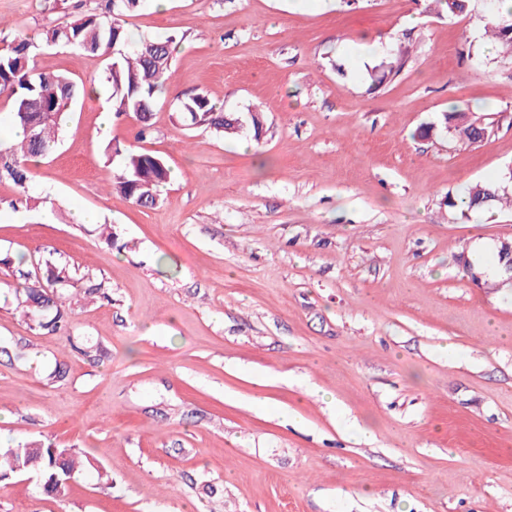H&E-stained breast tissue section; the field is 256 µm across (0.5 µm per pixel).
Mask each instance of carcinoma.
<instances>
[{"label":"carcinoma","instance_id":"obj_1","mask_svg":"<svg viewBox=\"0 0 512 512\" xmlns=\"http://www.w3.org/2000/svg\"><path fill=\"white\" fill-rule=\"evenodd\" d=\"M101 12L80 14L65 26H54L43 32V43L62 45L104 57L105 87L108 101L116 115L135 118L141 125L140 135L150 128V117L157 92L171 66L177 39L144 38L132 44L124 27V18L138 12L145 0H104ZM448 16L467 11L469 0H435ZM488 33L499 44L512 51V11L503 14L492 10L486 25ZM40 43L17 31L11 35L0 29V95L10 103L9 121L23 130V139L0 147V180L10 181L17 193L16 203L29 205L33 200L30 185L33 178L30 159L50 152L59 140L66 111L71 103L86 93V88L62 73L41 72L34 65ZM180 120L189 128L205 127L225 135L249 134L259 139L264 115L251 110L241 123L224 119V112L206 96L196 94L181 103ZM441 130L467 145L488 140L493 134L491 123L465 112L442 116ZM121 163L112 173L110 189L119 192L133 204L152 208L160 200L159 188L171 178L164 160L148 151L120 152ZM512 181V173L502 174L499 183H477L465 191L450 195L447 206L462 218L493 207L507 196L504 184ZM69 282L64 267L47 271L45 280H36L23 289L18 305L32 328L41 334H55L65 327L64 296L60 290ZM80 471L77 453L72 448H59L42 441L20 442L14 447L0 448V481L21 473H35L46 493L63 495L66 481Z\"/></svg>","mask_w":512,"mask_h":512}]
</instances>
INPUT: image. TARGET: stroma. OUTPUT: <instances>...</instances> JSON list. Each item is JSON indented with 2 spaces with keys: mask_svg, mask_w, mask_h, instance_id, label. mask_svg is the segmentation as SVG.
I'll return each instance as SVG.
<instances>
[{
  "mask_svg": "<svg viewBox=\"0 0 512 512\" xmlns=\"http://www.w3.org/2000/svg\"><path fill=\"white\" fill-rule=\"evenodd\" d=\"M101 5L0 0V26L36 36ZM487 7L147 0L128 18L131 39H180L144 143L172 172L159 203L109 192L139 126L103 136V93L36 165L38 208L0 181V448L48 439L93 464L58 498L0 482V512H512V209L446 206L512 165V58ZM364 38L404 56L376 87ZM35 65L103 83L101 58L67 47ZM194 94L262 112L263 139L180 126ZM452 111L498 128L469 147L419 135ZM53 266L71 325L40 335L15 292Z\"/></svg>",
  "mask_w": 512,
  "mask_h": 512,
  "instance_id": "stroma-1",
  "label": "stroma"
}]
</instances>
